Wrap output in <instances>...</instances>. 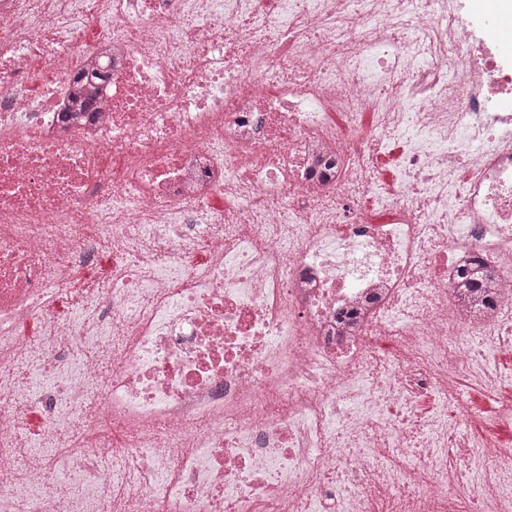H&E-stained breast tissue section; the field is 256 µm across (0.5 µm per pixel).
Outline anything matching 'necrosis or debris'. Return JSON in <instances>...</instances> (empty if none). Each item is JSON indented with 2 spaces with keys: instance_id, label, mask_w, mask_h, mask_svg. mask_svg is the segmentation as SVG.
Here are the masks:
<instances>
[{
  "instance_id": "4bbe7bcc",
  "label": "necrosis or debris",
  "mask_w": 512,
  "mask_h": 512,
  "mask_svg": "<svg viewBox=\"0 0 512 512\" xmlns=\"http://www.w3.org/2000/svg\"><path fill=\"white\" fill-rule=\"evenodd\" d=\"M487 25L0 0V512H512V450L458 420L468 337L512 328Z\"/></svg>"
}]
</instances>
